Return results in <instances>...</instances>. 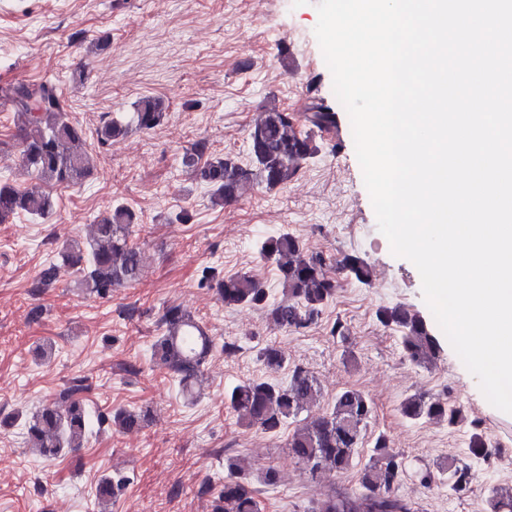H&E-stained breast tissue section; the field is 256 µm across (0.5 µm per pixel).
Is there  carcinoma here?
Returning <instances> with one entry per match:
<instances>
[{"instance_id":"carcinoma-1","label":"carcinoma","mask_w":512,"mask_h":512,"mask_svg":"<svg viewBox=\"0 0 512 512\" xmlns=\"http://www.w3.org/2000/svg\"><path fill=\"white\" fill-rule=\"evenodd\" d=\"M0 104L10 106L14 113L21 142L19 166L31 176V183L22 188L0 181V224L19 213L44 220L55 207L51 188L78 185L93 174V157L85 133L69 118L57 84L50 78L35 84L0 85ZM164 117L163 102L144 97L128 116L104 120L96 131L97 143L103 147L132 132L150 130ZM303 120L313 128L330 129L336 126V112L316 103ZM206 151L205 142L196 141L184 150L181 162L206 184L211 201L222 206L238 199L254 182L268 189L288 185L302 165L316 156L318 147L309 134L298 129L294 114L272 107L250 130V165L244 166L230 156L209 158ZM135 223V212L118 203L98 217L87 239L63 243V265L81 274L80 285L87 293L106 298L112 289L137 281L143 257L131 240ZM256 252L261 262L277 269L280 300L271 299L269 290L248 272L226 276L215 267H206L201 271L200 284L215 289L226 307L248 306L265 313L276 329L298 331L317 323L338 287V281L328 272L327 259L308 252L303 241L286 229L260 239ZM335 263L341 273L358 283L365 285L372 279L371 266L359 256L347 254ZM376 318L383 327L399 330L404 354L412 362L426 364L439 358L441 337L423 316L394 305L379 308ZM159 324L163 332L151 346V360L174 373L182 395L191 397L215 347L214 340L180 306L166 307ZM258 358L266 375L229 386L225 399L246 426L277 435L288 421L297 420L319 399L320 389L314 376L301 367L291 371L286 383L274 378L288 367V359L277 345L262 347ZM83 390V381L77 380L61 402L48 403L24 419L26 443L40 458L54 460L84 447L95 423L125 431L149 419V412L143 410L120 409L94 415L80 397ZM400 412L411 422H441L453 427L462 420L459 408L419 394L405 398ZM372 413V403L362 391L345 389L336 394L327 412L304 421L288 434L289 453L313 479L323 470L344 473L359 456ZM490 447L491 442L477 432L468 444L469 453L476 459L487 457ZM224 472V484L214 497L212 512H261L258 490L243 458L224 456ZM402 474L400 454L380 434L360 470L361 492L356 496H329L315 512H411L408 504L395 495ZM444 479L450 481L452 490L462 491L469 484L470 468L450 459L420 475L421 482L428 485ZM128 484L129 478L123 475L102 478L94 495L97 512H111L112 502ZM489 512H512V490H494Z\"/></svg>"}]
</instances>
